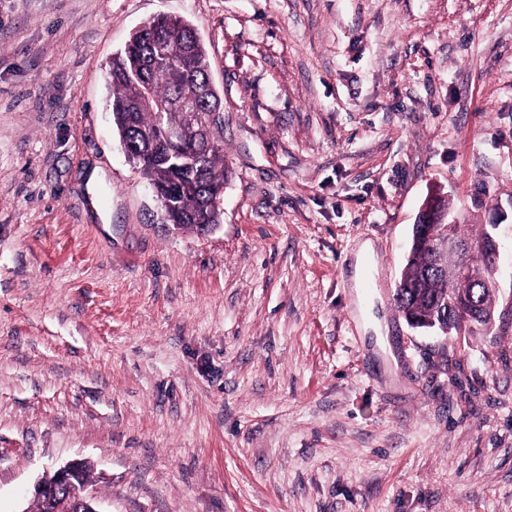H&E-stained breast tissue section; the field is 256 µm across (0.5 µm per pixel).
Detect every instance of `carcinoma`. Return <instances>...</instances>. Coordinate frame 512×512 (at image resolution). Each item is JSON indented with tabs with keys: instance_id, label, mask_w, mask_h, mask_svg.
I'll return each mask as SVG.
<instances>
[{
	"instance_id": "carcinoma-1",
	"label": "carcinoma",
	"mask_w": 512,
	"mask_h": 512,
	"mask_svg": "<svg viewBox=\"0 0 512 512\" xmlns=\"http://www.w3.org/2000/svg\"><path fill=\"white\" fill-rule=\"evenodd\" d=\"M209 68L208 52L194 34V25L182 19L175 24L161 15L147 21L142 33L130 37L112 58L108 72L112 123L120 138L139 144L138 166L169 207L167 223L184 229L221 223L220 207H210L207 201L227 181L221 164L224 145L214 140L195 166L190 147L168 159L155 153V133L161 123L171 128L192 121L205 125L211 113L220 111L221 99L207 85ZM443 230L442 225L413 226L395 304L407 319L439 331L446 326L457 335L462 331L471 335L475 330L458 314L470 285L459 283L448 289L429 247V235L437 236Z\"/></svg>"
}]
</instances>
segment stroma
Listing matches in <instances>:
<instances>
[{
	"mask_svg": "<svg viewBox=\"0 0 512 512\" xmlns=\"http://www.w3.org/2000/svg\"><path fill=\"white\" fill-rule=\"evenodd\" d=\"M162 14L222 100L205 234L112 123ZM432 196L505 215L489 331L394 304ZM74 459L103 512H512V0H0V512Z\"/></svg>",
	"mask_w": 512,
	"mask_h": 512,
	"instance_id": "obj_1",
	"label": "stroma"
}]
</instances>
